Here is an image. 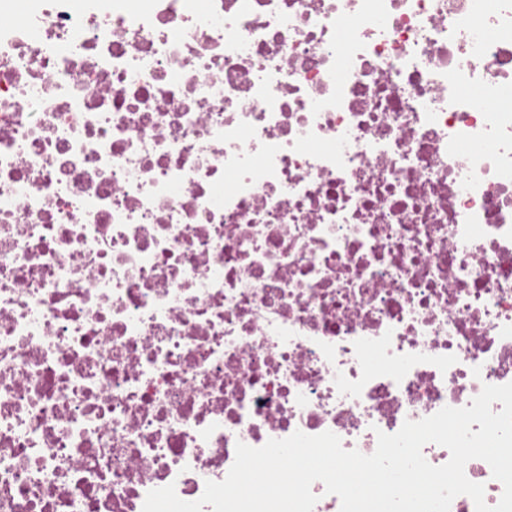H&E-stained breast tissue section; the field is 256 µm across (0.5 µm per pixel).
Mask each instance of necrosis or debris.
Returning <instances> with one entry per match:
<instances>
[{"label":"necrosis or debris","instance_id":"necrosis-or-debris-1","mask_svg":"<svg viewBox=\"0 0 512 512\" xmlns=\"http://www.w3.org/2000/svg\"><path fill=\"white\" fill-rule=\"evenodd\" d=\"M507 94L512 0L1 8L0 512L512 382Z\"/></svg>","mask_w":512,"mask_h":512}]
</instances>
